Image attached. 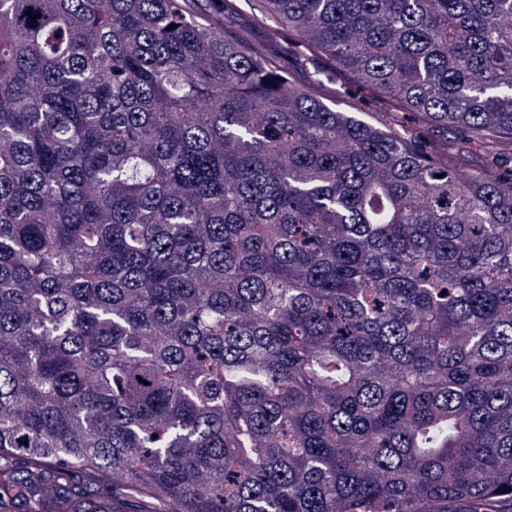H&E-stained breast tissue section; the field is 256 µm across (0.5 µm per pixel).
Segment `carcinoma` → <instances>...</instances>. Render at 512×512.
Returning <instances> with one entry per match:
<instances>
[{"mask_svg": "<svg viewBox=\"0 0 512 512\" xmlns=\"http://www.w3.org/2000/svg\"><path fill=\"white\" fill-rule=\"evenodd\" d=\"M257 3L0 0V512H512V182L277 62L512 152V0ZM251 2L240 0V9L236 19L232 22L237 28L249 29L256 36H262L266 28L271 26L269 20H262L259 13L252 9ZM329 87L324 90L326 99L333 103L341 104L340 107L342 108L345 107L344 103L353 105L356 108L355 112H358L360 118L370 123L404 130L407 133L418 130L422 125L421 117L415 113L407 112L393 116L384 112L376 101L371 100L363 92L358 91L355 83L347 76L337 75L336 85H330ZM339 87L342 89L344 87L346 93L338 94L337 89Z\"/></svg>", "mask_w": 512, "mask_h": 512, "instance_id": "carcinoma-1", "label": "carcinoma"}]
</instances>
